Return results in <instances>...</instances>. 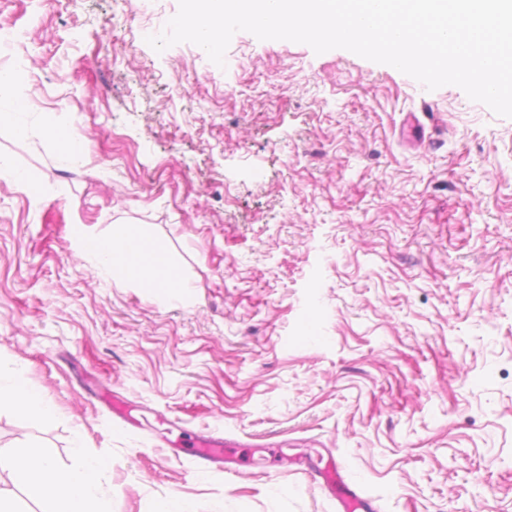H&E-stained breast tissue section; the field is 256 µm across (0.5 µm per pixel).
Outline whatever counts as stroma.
<instances>
[{
  "instance_id": "1",
  "label": "stroma",
  "mask_w": 512,
  "mask_h": 512,
  "mask_svg": "<svg viewBox=\"0 0 512 512\" xmlns=\"http://www.w3.org/2000/svg\"><path fill=\"white\" fill-rule=\"evenodd\" d=\"M177 9L0 0V65L37 78L0 123L20 174L0 178V371L59 410L0 411V447L69 465L83 432L112 457V512H336L303 466L331 455L378 512H512V119L344 49L240 31L226 70L154 51ZM115 224L148 225L189 294L80 251L77 227ZM161 416L186 447L240 442V471L196 472ZM48 125V132L55 139L62 141V149L68 157L74 161L84 163L88 157V148L81 141L80 135L72 128L58 127L54 123H49ZM102 399L107 404L113 416L120 418L126 425L138 426L137 420L132 414L134 409L127 399L112 391L104 392Z\"/></svg>"
}]
</instances>
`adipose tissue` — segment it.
<instances>
[{
	"mask_svg": "<svg viewBox=\"0 0 512 512\" xmlns=\"http://www.w3.org/2000/svg\"><path fill=\"white\" fill-rule=\"evenodd\" d=\"M83 252L93 255L103 271L121 286L151 288L167 296H182L187 283L165 248L141 224H116L105 236L78 231ZM22 414L37 423L54 421L58 412L22 370L0 380V410ZM72 467H61L49 454L29 449H0V471L10 478L12 490L0 489V512H17L14 490L38 504L39 512H110L111 490L103 478L112 468L108 457L88 454L74 440Z\"/></svg>",
	"mask_w": 512,
	"mask_h": 512,
	"instance_id": "adipose-tissue-1",
	"label": "adipose tissue"
}]
</instances>
